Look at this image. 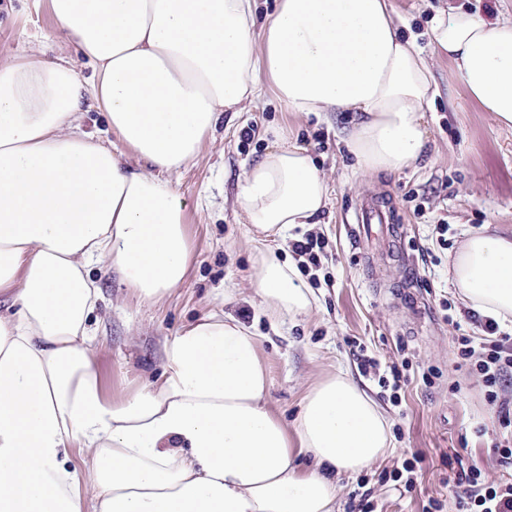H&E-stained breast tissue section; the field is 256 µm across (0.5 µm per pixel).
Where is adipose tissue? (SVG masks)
<instances>
[{"label": "adipose tissue", "mask_w": 512, "mask_h": 512, "mask_svg": "<svg viewBox=\"0 0 512 512\" xmlns=\"http://www.w3.org/2000/svg\"><path fill=\"white\" fill-rule=\"evenodd\" d=\"M50 8L75 56L41 43L0 64V512H336L339 478L393 452L387 419L347 372L312 386L287 428L256 336L214 312L166 342L161 381L109 398L91 272L116 271L147 303L184 282L192 255L172 177L224 113L268 87L291 112L350 113L342 141L364 172L414 166L439 95L429 63L391 0H275L262 22L255 0ZM429 35L469 99L512 128V17L448 5ZM89 102L116 143L83 129ZM328 197L307 150L277 140L237 200L264 243L318 223ZM450 272L468 309L512 323V237L466 231ZM255 276L273 315L310 311L277 253H259Z\"/></svg>", "instance_id": "adipose-tissue-1"}]
</instances>
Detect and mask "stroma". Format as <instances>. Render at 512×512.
<instances>
[{
    "label": "stroma",
    "mask_w": 512,
    "mask_h": 512,
    "mask_svg": "<svg viewBox=\"0 0 512 512\" xmlns=\"http://www.w3.org/2000/svg\"><path fill=\"white\" fill-rule=\"evenodd\" d=\"M392 4L406 15L402 31L424 48L440 88L424 118V158L394 173H361L341 141L345 115H297L269 92L247 111L225 113L214 139L176 182L193 251L182 285L148 304L116 273L97 272L102 298L93 318L96 366L106 394L125 397L160 378L167 340L209 312L224 311L257 337L269 375L266 399L286 425H293L311 386L341 368L387 418L394 454L342 478L339 512H359L364 492L373 512H425L433 500L443 502V512H454L449 457L492 475L504 469L492 448L497 414L476 378L457 365L455 336H476L480 328L450 280L448 255L468 229L487 225L512 234V130L469 101L447 57L430 50L427 31L440 0ZM41 40L49 55L73 52V40L55 30L48 0H0L1 63ZM248 129L253 135L247 139ZM276 129L308 151L330 186L320 223L294 227L272 243L283 259L306 234L324 243L316 272L296 275L314 299L309 313L294 319L273 317L257 293L253 231L236 202L246 167L264 153ZM365 200L393 210L405 237L390 245H355L348 226ZM437 224L448 227L447 245L431 236ZM353 337L380 361L379 376L409 361V382L395 393L381 387L379 377L363 376L349 343ZM406 461L417 474L409 492L392 479Z\"/></svg>",
    "instance_id": "1"
}]
</instances>
